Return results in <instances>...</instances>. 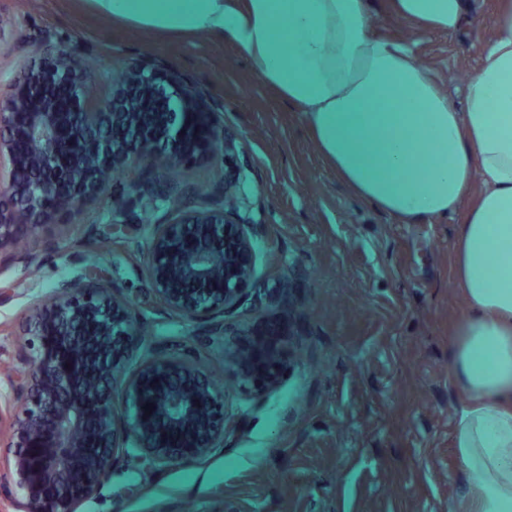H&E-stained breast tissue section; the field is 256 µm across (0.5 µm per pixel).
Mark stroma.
Wrapping results in <instances>:
<instances>
[{
    "label": "stroma",
    "instance_id": "1",
    "mask_svg": "<svg viewBox=\"0 0 512 512\" xmlns=\"http://www.w3.org/2000/svg\"><path fill=\"white\" fill-rule=\"evenodd\" d=\"M477 37L426 31L396 17L391 0H367L375 33L407 42L455 106L498 0H471ZM0 79L47 42L76 60L118 66L142 59L191 79L222 110L236 138L242 204L262 233L249 319L294 332L278 386L241 389L224 363V341L205 347L237 427L205 461L163 470L129 450L83 512H448L458 504L461 463L453 446L464 392L451 382L449 349L467 305L452 253L462 213L404 223L357 198L319 155L300 112L263 85L227 42L156 34L93 12L85 0H0ZM223 156L200 154L175 180L211 189ZM111 199L62 216L40 262L0 267V371L20 367V319L58 282L90 268L108 274L150 330L149 342L192 335L147 289L146 224H114ZM289 284L291 304L278 300Z\"/></svg>",
    "mask_w": 512,
    "mask_h": 512
}]
</instances>
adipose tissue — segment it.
Wrapping results in <instances>:
<instances>
[{"mask_svg":"<svg viewBox=\"0 0 512 512\" xmlns=\"http://www.w3.org/2000/svg\"><path fill=\"white\" fill-rule=\"evenodd\" d=\"M101 16L232 43L296 107L321 157L401 221L458 211L453 273L470 309L450 348L466 398L454 428L465 512H512V0L456 111L410 48L374 35L366 0H90ZM397 17L451 33L470 0H394Z\"/></svg>","mask_w":512,"mask_h":512,"instance_id":"obj_1","label":"adipose tissue"}]
</instances>
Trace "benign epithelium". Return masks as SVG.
<instances>
[{
  "label": "benign epithelium",
  "mask_w": 512,
  "mask_h": 512,
  "mask_svg": "<svg viewBox=\"0 0 512 512\" xmlns=\"http://www.w3.org/2000/svg\"><path fill=\"white\" fill-rule=\"evenodd\" d=\"M93 70L66 50L26 55L0 91V264L38 263L44 226L89 201L112 196V222L130 198L118 178L150 169L159 182L132 181L151 211L144 273L159 308L197 326L139 355L135 307L96 270L62 281L21 323L23 371L0 391V491L16 512H79L120 456L133 448L155 467L197 464L224 447L233 427L224 390L197 352L224 337L238 384L272 390L284 371L280 346L239 318L251 304L258 225L241 213L242 171L224 168V188L201 193L163 178L191 157L188 133L201 120V151L229 156L236 139L214 119L185 77L150 63ZM196 197L184 206L173 200ZM136 360L127 369L130 360ZM153 406L145 414L146 405Z\"/></svg>",
  "instance_id": "benign-epithelium-1"
}]
</instances>
